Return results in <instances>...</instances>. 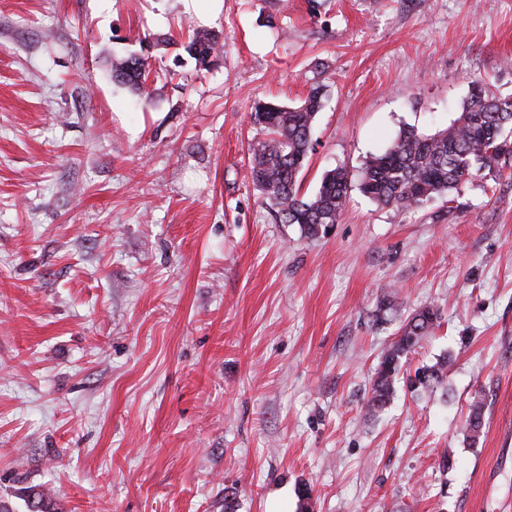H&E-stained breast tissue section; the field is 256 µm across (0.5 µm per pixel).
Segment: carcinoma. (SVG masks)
Returning <instances> with one entry per match:
<instances>
[{
    "label": "carcinoma",
    "instance_id": "cac0c4a2",
    "mask_svg": "<svg viewBox=\"0 0 512 512\" xmlns=\"http://www.w3.org/2000/svg\"><path fill=\"white\" fill-rule=\"evenodd\" d=\"M220 35L196 31L180 43L183 50L205 66L217 57ZM148 59L131 53L112 63V80L149 100ZM325 96L324 85H311L303 105L287 108L271 102L258 103L250 113L253 125L266 139L253 149L249 175L264 195L266 205L283 224H296L302 235L316 238L340 221L352 183L382 206L413 209L435 196L453 201L476 180L496 182L512 175V96H497L486 82H471L470 96L460 115L448 127L426 134L413 126L402 128L384 150L369 156L357 175L338 166L323 175L310 199L299 196L297 182L308 157L316 114ZM438 310L422 307L401 327L398 339L383 354L370 387L367 409L375 413L393 398L402 360L437 326ZM446 362L416 370L409 380L413 389L429 388L441 380ZM483 423L484 405L475 400L465 421L466 438L474 441L473 421ZM29 512H57L45 492L28 495Z\"/></svg>",
    "mask_w": 512,
    "mask_h": 512
}]
</instances>
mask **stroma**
<instances>
[{
    "label": "stroma",
    "mask_w": 512,
    "mask_h": 512,
    "mask_svg": "<svg viewBox=\"0 0 512 512\" xmlns=\"http://www.w3.org/2000/svg\"><path fill=\"white\" fill-rule=\"evenodd\" d=\"M222 35L217 65L178 43ZM146 50L151 100L113 82ZM512 95V0H0V497L29 512H512V177L414 211L351 190L317 239L248 174L257 102L318 112L301 193L473 75ZM408 368L366 407L414 309ZM484 402L477 441L464 425ZM440 319L434 307H422L414 311L401 327L398 339L383 354L370 387L367 409L375 413L393 398L399 381L402 360L415 349L423 336L428 335L437 326ZM446 362H436L431 366H423L415 372L414 379H409V386L413 389L429 388L443 380Z\"/></svg>",
    "instance_id": "1"
}]
</instances>
